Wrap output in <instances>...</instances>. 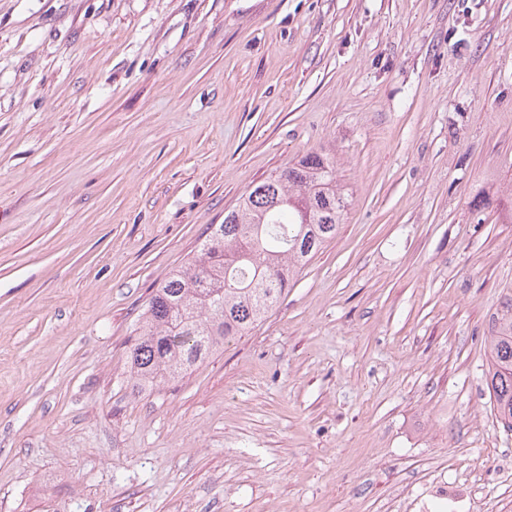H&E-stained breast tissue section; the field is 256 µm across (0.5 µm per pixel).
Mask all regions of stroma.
<instances>
[{"instance_id": "obj_1", "label": "stroma", "mask_w": 512, "mask_h": 512, "mask_svg": "<svg viewBox=\"0 0 512 512\" xmlns=\"http://www.w3.org/2000/svg\"><path fill=\"white\" fill-rule=\"evenodd\" d=\"M318 152L276 309L137 391L156 285ZM512 0H0V512H512ZM505 308L487 337L489 364L485 381L498 422L512 431V297L506 301Z\"/></svg>"}]
</instances>
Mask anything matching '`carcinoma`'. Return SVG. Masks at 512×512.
Here are the masks:
<instances>
[{"label": "carcinoma", "instance_id": "1", "mask_svg": "<svg viewBox=\"0 0 512 512\" xmlns=\"http://www.w3.org/2000/svg\"><path fill=\"white\" fill-rule=\"evenodd\" d=\"M349 206L329 157L310 153L253 186L211 224L199 254L155 288L130 351L134 387L183 374L253 330L291 277L336 237ZM487 337L486 387L512 431V297Z\"/></svg>", "mask_w": 512, "mask_h": 512}]
</instances>
